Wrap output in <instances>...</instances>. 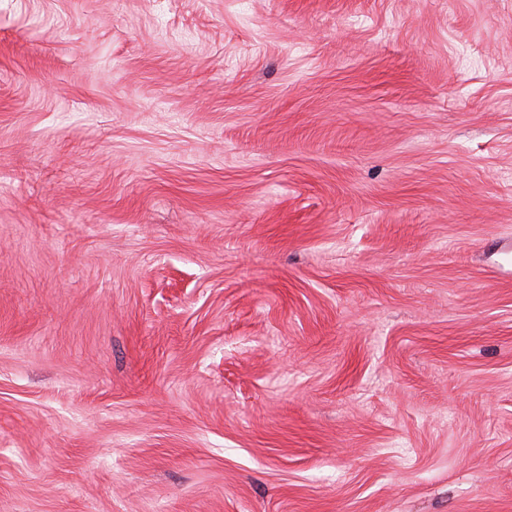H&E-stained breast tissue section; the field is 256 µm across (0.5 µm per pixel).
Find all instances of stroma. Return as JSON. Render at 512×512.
Returning a JSON list of instances; mask_svg holds the SVG:
<instances>
[{
	"instance_id": "obj_1",
	"label": "stroma",
	"mask_w": 512,
	"mask_h": 512,
	"mask_svg": "<svg viewBox=\"0 0 512 512\" xmlns=\"http://www.w3.org/2000/svg\"><path fill=\"white\" fill-rule=\"evenodd\" d=\"M0 512H512V0H0Z\"/></svg>"
}]
</instances>
